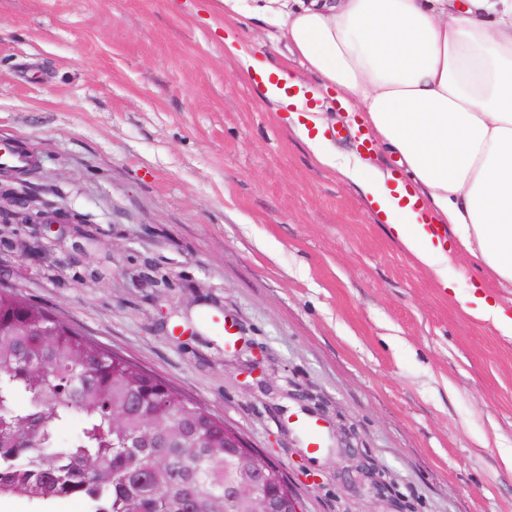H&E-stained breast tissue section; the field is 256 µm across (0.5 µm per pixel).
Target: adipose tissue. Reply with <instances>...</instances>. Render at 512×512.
Returning a JSON list of instances; mask_svg holds the SVG:
<instances>
[{"instance_id": "1", "label": "adipose tissue", "mask_w": 512, "mask_h": 512, "mask_svg": "<svg viewBox=\"0 0 512 512\" xmlns=\"http://www.w3.org/2000/svg\"><path fill=\"white\" fill-rule=\"evenodd\" d=\"M228 20L274 19L275 38L308 73L336 89L395 152L413 189L328 147L299 79L256 61L233 35L224 45L262 99L289 108L315 160L351 182L398 242L451 290L462 311L512 339V310L475 287L460 290L458 254L512 285V0H220ZM445 224L443 251L421 220Z\"/></svg>"}]
</instances>
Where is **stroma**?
<instances>
[{
  "mask_svg": "<svg viewBox=\"0 0 512 512\" xmlns=\"http://www.w3.org/2000/svg\"><path fill=\"white\" fill-rule=\"evenodd\" d=\"M217 0H0V284L171 383L303 512H512V340L468 322L238 78ZM232 336H225V328ZM377 481L361 480L357 462Z\"/></svg>",
  "mask_w": 512,
  "mask_h": 512,
  "instance_id": "1",
  "label": "stroma"
}]
</instances>
